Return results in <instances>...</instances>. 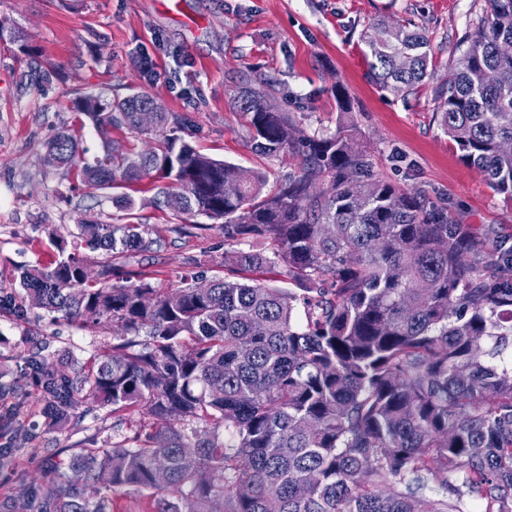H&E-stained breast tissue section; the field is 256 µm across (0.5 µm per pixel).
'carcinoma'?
I'll return each instance as SVG.
<instances>
[{"label": "carcinoma", "mask_w": 512, "mask_h": 512, "mask_svg": "<svg viewBox=\"0 0 512 512\" xmlns=\"http://www.w3.org/2000/svg\"><path fill=\"white\" fill-rule=\"evenodd\" d=\"M438 90L439 124L489 186L512 200V0H486ZM370 77L407 95L429 78L426 34L388 18L371 24ZM259 76L235 93L255 151L300 156L273 191L258 170L214 159L185 139L188 118L144 92L76 97L105 135L79 155L68 127L46 143L52 166L130 192L153 177L150 203L222 222L224 239L263 251L225 253L227 275L185 274L174 288L124 271L157 244L147 224L83 222L63 257L20 271L23 301L116 343L69 371L47 337L28 342L9 387L42 404L48 432L91 400L112 408L119 442L71 455L24 497L38 512H112V491L155 496V512H512V236L458 224L423 189L369 173L352 129L305 136ZM338 111L352 112L335 86ZM144 108L156 124L140 125ZM131 136L114 140L110 133ZM156 131L144 150L138 136ZM103 256L92 272L88 255ZM281 267L291 288L256 275ZM148 419L132 423L131 416Z\"/></svg>", "instance_id": "cac0c4a2"}]
</instances>
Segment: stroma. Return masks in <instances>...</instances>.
Listing matches in <instances>:
<instances>
[{"label":"stroma","instance_id":"1","mask_svg":"<svg viewBox=\"0 0 512 512\" xmlns=\"http://www.w3.org/2000/svg\"><path fill=\"white\" fill-rule=\"evenodd\" d=\"M484 14L485 0H0V19L16 34L0 40V295L16 288L21 267L57 259L53 235L69 237L83 221L123 224L134 216L151 225L160 248L133 254L128 267L149 273L159 287L176 284L188 270L224 272L228 244L219 225H180L169 211L145 204L141 192L134 211L121 210L112 190L72 186L63 169L46 163L45 145L74 122L80 92H147L167 111L190 117L189 139L198 150L264 171L273 184L296 172L299 160L253 150L234 89L249 77L271 78L277 104L296 128L330 134L339 120L333 86L340 81L353 98L356 134L376 177L446 200L459 223L512 234V201L459 160L437 118L438 90L465 33ZM383 16L420 27L431 40V76L405 96L378 91L369 77L366 42ZM145 54L154 63L149 76L137 65ZM47 69L60 74L49 85L35 77ZM0 335L6 387L30 337H52L53 349L79 362L113 341L108 331L54 323L36 309L20 316L7 306L0 308ZM21 417L27 448L0 465V498L21 495L40 478L29 449L57 448L66 460L89 440L118 439L106 407L81 404L70 424L49 433L31 394Z\"/></svg>","mask_w":512,"mask_h":512}]
</instances>
